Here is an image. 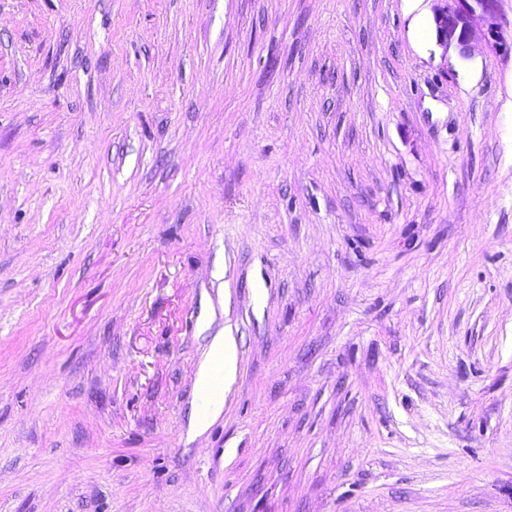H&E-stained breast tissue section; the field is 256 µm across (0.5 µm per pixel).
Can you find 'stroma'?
<instances>
[{
	"mask_svg": "<svg viewBox=\"0 0 512 512\" xmlns=\"http://www.w3.org/2000/svg\"><path fill=\"white\" fill-rule=\"evenodd\" d=\"M432 8L0 0V512H512V60ZM224 330L211 336L203 361L199 366L195 386L205 405L207 419L218 417L224 405V381L233 377L236 369V350L232 336Z\"/></svg>",
	"mask_w": 512,
	"mask_h": 512,
	"instance_id": "stroma-1",
	"label": "stroma"
}]
</instances>
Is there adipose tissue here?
<instances>
[{"instance_id": "obj_1", "label": "adipose tissue", "mask_w": 512, "mask_h": 512, "mask_svg": "<svg viewBox=\"0 0 512 512\" xmlns=\"http://www.w3.org/2000/svg\"><path fill=\"white\" fill-rule=\"evenodd\" d=\"M236 369V350L232 337L223 333L211 336L203 361L199 366L195 386L205 405L207 418L218 417L224 405V383Z\"/></svg>"}]
</instances>
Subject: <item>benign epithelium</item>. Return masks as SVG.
Returning a JSON list of instances; mask_svg holds the SVG:
<instances>
[{
    "label": "benign epithelium",
    "instance_id": "1",
    "mask_svg": "<svg viewBox=\"0 0 512 512\" xmlns=\"http://www.w3.org/2000/svg\"><path fill=\"white\" fill-rule=\"evenodd\" d=\"M433 23L437 43L469 58L472 43L480 39L493 51L512 59V36L498 22L500 0H433Z\"/></svg>",
    "mask_w": 512,
    "mask_h": 512
}]
</instances>
